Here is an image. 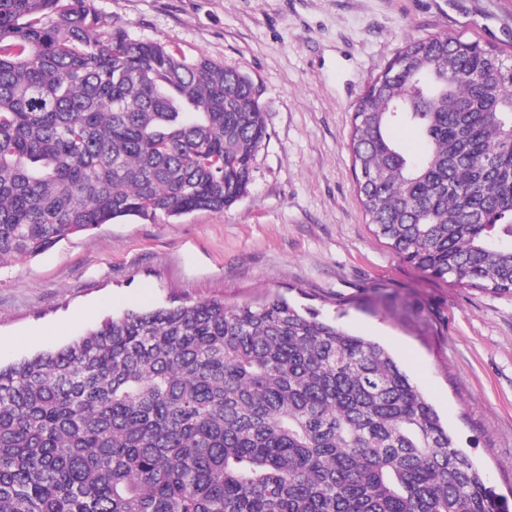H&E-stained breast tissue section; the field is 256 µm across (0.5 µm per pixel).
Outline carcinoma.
Wrapping results in <instances>:
<instances>
[{"mask_svg": "<svg viewBox=\"0 0 512 512\" xmlns=\"http://www.w3.org/2000/svg\"><path fill=\"white\" fill-rule=\"evenodd\" d=\"M266 132L236 69L107 30L91 0H0V263L121 217L229 208ZM349 149L365 219L400 260L512 295L502 51L406 41ZM0 512L499 509L383 347L275 297L128 310L0 366Z\"/></svg>", "mask_w": 512, "mask_h": 512, "instance_id": "carcinoma-1", "label": "carcinoma"}]
</instances>
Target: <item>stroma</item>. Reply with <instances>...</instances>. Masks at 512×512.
<instances>
[{"label": "stroma", "instance_id": "1", "mask_svg": "<svg viewBox=\"0 0 512 512\" xmlns=\"http://www.w3.org/2000/svg\"><path fill=\"white\" fill-rule=\"evenodd\" d=\"M108 28L248 75L267 137L221 212L134 216L0 265V363L130 308L282 296L384 347L512 512V296L432 279L369 229L355 104L405 41L462 34L512 55V0H92Z\"/></svg>", "mask_w": 512, "mask_h": 512}]
</instances>
